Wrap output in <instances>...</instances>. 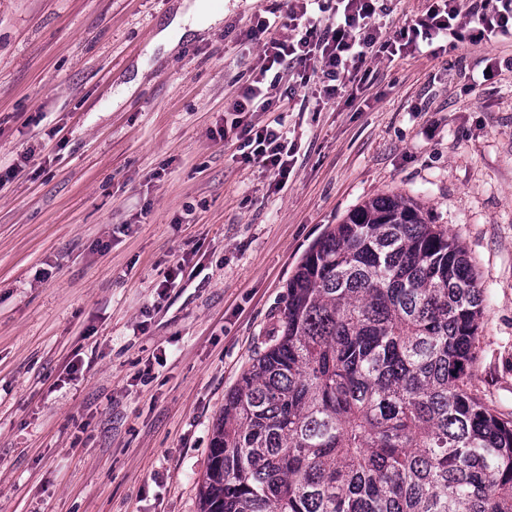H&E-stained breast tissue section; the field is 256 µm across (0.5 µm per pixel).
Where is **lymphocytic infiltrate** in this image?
Returning <instances> with one entry per match:
<instances>
[{
    "mask_svg": "<svg viewBox=\"0 0 512 512\" xmlns=\"http://www.w3.org/2000/svg\"><path fill=\"white\" fill-rule=\"evenodd\" d=\"M286 35L272 32L277 19L263 17L246 32L248 41H260V65L230 105L238 117L230 132L245 158L262 163L285 185L293 148L276 128L241 123L240 113L271 112L276 82L290 76L298 88L331 99L364 82L373 61L419 50L441 41L449 48L478 45L512 36V0H434L425 13L396 35L379 24L387 10L384 0H288ZM335 10L336 22L321 25L318 16Z\"/></svg>",
    "mask_w": 512,
    "mask_h": 512,
    "instance_id": "1",
    "label": "lymphocytic infiltrate"
}]
</instances>
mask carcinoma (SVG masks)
Masks as SVG:
<instances>
[{
  "instance_id": "carcinoma-1",
  "label": "carcinoma",
  "mask_w": 512,
  "mask_h": 512,
  "mask_svg": "<svg viewBox=\"0 0 512 512\" xmlns=\"http://www.w3.org/2000/svg\"><path fill=\"white\" fill-rule=\"evenodd\" d=\"M484 301L418 203L354 209L224 398L201 512H512V418L468 391Z\"/></svg>"
}]
</instances>
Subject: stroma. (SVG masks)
I'll list each match as a JSON object with an SVG mask.
<instances>
[{"instance_id": "stroma-1", "label": "stroma", "mask_w": 512, "mask_h": 512, "mask_svg": "<svg viewBox=\"0 0 512 512\" xmlns=\"http://www.w3.org/2000/svg\"><path fill=\"white\" fill-rule=\"evenodd\" d=\"M0 0V512H200L224 397L325 230L420 203L485 290L471 389L512 415V38L376 61L355 98L273 93L284 188L221 132L286 0ZM139 86L132 94L123 88ZM34 162H25L27 152ZM180 283L166 287L176 262ZM171 23L159 32L156 42L163 44L166 49H172L179 39L188 32L205 29L210 23L220 18L219 14L203 15L198 1L181 0Z\"/></svg>"}]
</instances>
